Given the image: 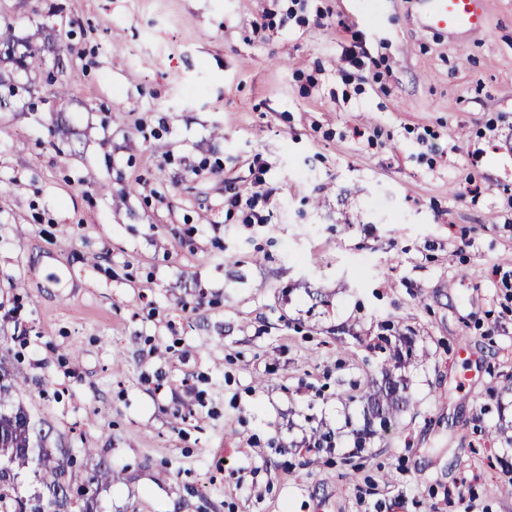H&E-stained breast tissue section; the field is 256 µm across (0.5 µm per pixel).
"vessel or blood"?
I'll use <instances>...</instances> for the list:
<instances>
[{"mask_svg": "<svg viewBox=\"0 0 512 512\" xmlns=\"http://www.w3.org/2000/svg\"><path fill=\"white\" fill-rule=\"evenodd\" d=\"M419 28L457 37L483 33L487 25L484 0H415Z\"/></svg>", "mask_w": 512, "mask_h": 512, "instance_id": "obj_1", "label": "vessel or blood"}]
</instances>
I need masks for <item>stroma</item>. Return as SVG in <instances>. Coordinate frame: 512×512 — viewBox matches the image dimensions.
Returning a JSON list of instances; mask_svg holds the SVG:
<instances>
[{
    "mask_svg": "<svg viewBox=\"0 0 512 512\" xmlns=\"http://www.w3.org/2000/svg\"><path fill=\"white\" fill-rule=\"evenodd\" d=\"M486 7L452 40L412 0H0L50 38L0 109V355L54 447L119 472L98 512H512V0ZM258 155L248 224L224 197ZM391 321L408 405L360 451ZM260 199L266 204L269 201V195L258 192L243 193L238 191L231 193L227 198L225 197L224 207H227V211L246 209L249 211V215L246 216L248 224H265L268 221V216L263 213V208H258Z\"/></svg>",
    "mask_w": 512,
    "mask_h": 512,
    "instance_id": "35a3bbf8",
    "label": "stroma"
}]
</instances>
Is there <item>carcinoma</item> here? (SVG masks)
I'll return each instance as SVG.
<instances>
[{
  "label": "carcinoma",
  "mask_w": 512,
  "mask_h": 512,
  "mask_svg": "<svg viewBox=\"0 0 512 512\" xmlns=\"http://www.w3.org/2000/svg\"><path fill=\"white\" fill-rule=\"evenodd\" d=\"M22 46L24 52L10 62L23 70L36 69L42 62L44 47L36 39L18 40L7 25L0 27V47L5 51ZM384 342L385 366L401 362L402 349L391 344L387 336ZM28 376L10 358L0 356V407L21 391ZM363 428L356 432L355 443L363 448L381 432L387 431L396 414L406 405L399 385L389 379L384 385L365 394ZM49 433L34 432L30 417L22 407L6 413L0 411V512H63L77 502H82L79 512H95L92 488L112 483L115 473L104 462L79 478L73 473L70 449L53 450L45 446ZM31 469L37 474L43 491L28 497L18 491V478L22 471Z\"/></svg>",
  "instance_id": "cac0c4a2"
}]
</instances>
